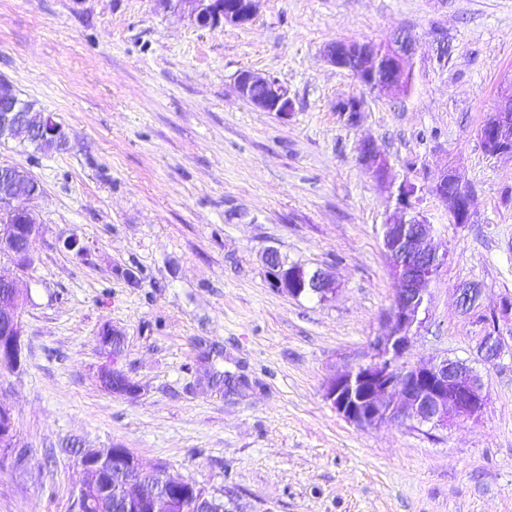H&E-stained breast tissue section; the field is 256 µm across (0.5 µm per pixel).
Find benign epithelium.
<instances>
[{
    "mask_svg": "<svg viewBox=\"0 0 512 512\" xmlns=\"http://www.w3.org/2000/svg\"><path fill=\"white\" fill-rule=\"evenodd\" d=\"M166 2L173 3L195 25L213 27L223 22L248 23L256 14L260 0H233L229 5L225 0ZM414 42L411 32L401 30L375 55L366 43L336 40L325 45L323 56L329 64L364 81L371 91L391 94L401 90L410 75L405 60L411 55ZM234 83L243 99L264 112H275L286 119L294 111L290 90L271 76L241 70ZM255 88L262 89V94H253ZM24 120L26 113L14 101H0V139L11 136ZM35 133L43 139L68 140V133L48 112L40 113ZM476 136L487 153L512 155L511 78L505 80L504 90L493 108V120L482 125ZM359 163L374 180L386 185L396 201L399 216L389 217L382 224V246L399 288L395 289L385 335L376 337L370 345V361L330 375L324 396L339 416L359 428H373L392 421L446 430L451 425L473 420L481 414L486 401L483 377L476 369L448 356L417 364L403 361L416 331L424 323L420 315L428 287L448 261V253H438L430 243L431 225L420 207L421 192L440 202L455 224L470 223L472 196L465 193L454 172L448 169L424 188L408 177L398 183L389 180L388 161L370 142L361 145ZM24 177L19 171L0 172V255L7 257L16 269L14 275L0 273V362L15 371L24 363L25 326L21 311L29 300L19 275L28 269L31 242L42 231L33 211L14 206L18 200H31L38 195L36 187L16 188ZM264 264L270 284L278 292L295 298L316 295L322 301L336 296L335 283L320 269L290 263L273 249L265 252ZM456 292L462 310L476 308L481 295L479 284H462ZM503 345L501 336L482 337L483 361L499 360ZM122 363L121 358H108L101 366L100 378L106 390H112V372ZM0 447L7 453L16 447L13 419L9 409L2 405ZM76 461L85 476L75 494L78 501L88 492L108 495L101 485L104 478L112 477L125 483L122 507L127 512H135L143 503L151 512H179L187 502L195 506L196 512H235L226 503L217 501L206 488L170 477L162 465L154 466L159 479L152 490H147L141 483L146 467L127 448H80Z\"/></svg>",
    "mask_w": 512,
    "mask_h": 512,
    "instance_id": "1",
    "label": "benign epithelium"
}]
</instances>
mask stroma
<instances>
[{"label":"stroma","mask_w":512,"mask_h":512,"mask_svg":"<svg viewBox=\"0 0 512 512\" xmlns=\"http://www.w3.org/2000/svg\"><path fill=\"white\" fill-rule=\"evenodd\" d=\"M400 29L416 38L405 94L321 54ZM244 69L288 86V119L239 97ZM0 77L70 137L48 154L0 143V165L40 183L28 206L43 226L22 279L25 363L0 370L23 454L0 467V512H71L72 440L129 449L238 512H512V156L476 137L512 78V0H262L249 23L215 27L164 0H0ZM351 97L354 121L334 109ZM367 140L394 178L427 185L449 167L472 193L467 224L423 203L449 258L405 355L482 372L483 412L445 431L358 428L324 397L331 374L368 361L397 286L380 233L394 203L358 162ZM269 249L327 271L335 298L271 288ZM466 282L478 312L457 304ZM481 312L504 338L493 364ZM105 323L125 333L135 396L100 382ZM214 369L223 391L204 380Z\"/></svg>","instance_id":"stroma-1"}]
</instances>
